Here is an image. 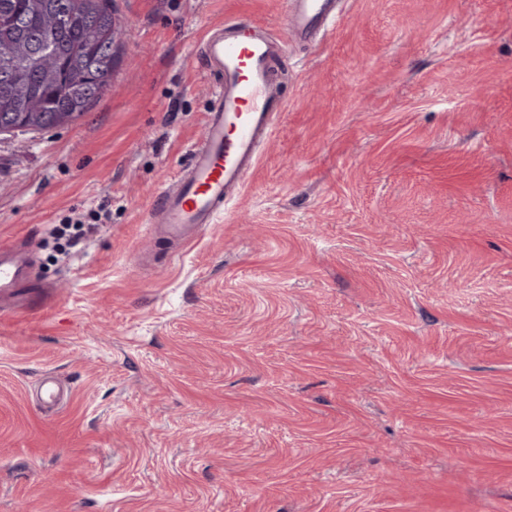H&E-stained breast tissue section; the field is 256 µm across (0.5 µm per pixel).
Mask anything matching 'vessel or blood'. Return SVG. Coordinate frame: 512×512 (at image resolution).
Listing matches in <instances>:
<instances>
[{"label": "vessel or blood", "mask_w": 512, "mask_h": 512, "mask_svg": "<svg viewBox=\"0 0 512 512\" xmlns=\"http://www.w3.org/2000/svg\"><path fill=\"white\" fill-rule=\"evenodd\" d=\"M339 4L285 0L284 39L238 19L218 23L205 35L204 69L218 79L205 138L192 148L188 168L160 191L149 211V223L160 225L167 239L190 242L227 211L256 164L259 143L272 132L274 116L284 109L273 64L287 56L289 40L309 41L334 26ZM17 249V243L0 242V293L17 284L10 262Z\"/></svg>", "instance_id": "vessel-or-blood-1"}]
</instances>
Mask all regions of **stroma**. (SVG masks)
Returning <instances> with one entry per match:
<instances>
[{"label":"stroma","mask_w":512,"mask_h":512,"mask_svg":"<svg viewBox=\"0 0 512 512\" xmlns=\"http://www.w3.org/2000/svg\"><path fill=\"white\" fill-rule=\"evenodd\" d=\"M108 92L0 135V512H512V0H344L226 219L148 224L193 56L284 0H112ZM56 404L37 399L45 377ZM17 249V242H0V297L5 289L16 287L17 271L6 259L12 257Z\"/></svg>","instance_id":"stroma-1"}]
</instances>
